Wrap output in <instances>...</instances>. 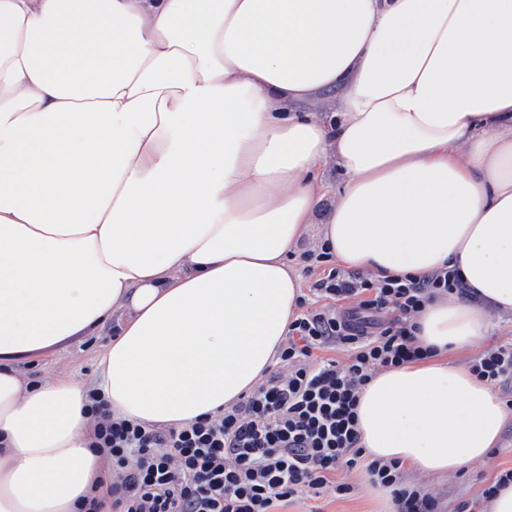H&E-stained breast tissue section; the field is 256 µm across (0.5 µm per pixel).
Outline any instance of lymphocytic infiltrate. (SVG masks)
I'll list each match as a JSON object with an SVG mask.
<instances>
[{
  "mask_svg": "<svg viewBox=\"0 0 512 512\" xmlns=\"http://www.w3.org/2000/svg\"><path fill=\"white\" fill-rule=\"evenodd\" d=\"M303 259L314 281L298 298L275 370L223 411L178 427L146 425L113 414L89 390L84 413L103 475L82 512H273L327 487L349 494L333 478L359 464L391 488L395 512H438L435 499L405 487L398 461L367 459L357 408L377 368L431 358L416 317L434 300L468 295L466 283L454 269L424 277L350 271L325 244ZM336 347L348 362L317 358ZM470 370L496 385L511 380L512 343L486 350Z\"/></svg>",
  "mask_w": 512,
  "mask_h": 512,
  "instance_id": "lymphocytic-infiltrate-1",
  "label": "lymphocytic infiltrate"
}]
</instances>
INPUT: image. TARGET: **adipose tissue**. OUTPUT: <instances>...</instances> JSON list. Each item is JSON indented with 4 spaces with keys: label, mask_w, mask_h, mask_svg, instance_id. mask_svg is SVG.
I'll return each instance as SVG.
<instances>
[{
    "label": "adipose tissue",
    "mask_w": 512,
    "mask_h": 512,
    "mask_svg": "<svg viewBox=\"0 0 512 512\" xmlns=\"http://www.w3.org/2000/svg\"><path fill=\"white\" fill-rule=\"evenodd\" d=\"M331 164L343 268L472 290L363 390L366 454L486 461L512 410L454 357L512 315V0H0V512H77L101 475L84 390L28 384L33 354L115 324L98 387L150 425L259 383Z\"/></svg>",
    "instance_id": "ef3b65f1"
}]
</instances>
